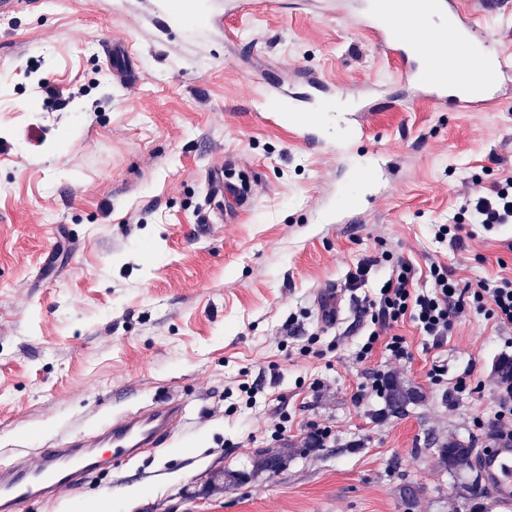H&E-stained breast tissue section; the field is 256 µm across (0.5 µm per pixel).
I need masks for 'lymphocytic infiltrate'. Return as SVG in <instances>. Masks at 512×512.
<instances>
[{
  "label": "lymphocytic infiltrate",
  "instance_id": "lymphocytic-infiltrate-1",
  "mask_svg": "<svg viewBox=\"0 0 512 512\" xmlns=\"http://www.w3.org/2000/svg\"><path fill=\"white\" fill-rule=\"evenodd\" d=\"M467 224L480 225L487 232L502 224H512V178L496 184L491 196L466 200L458 223L435 225L434 236L438 241L459 245L461 232ZM385 262L391 263L392 273L385 287L379 288L367 301L373 328L361 348V357L371 355L377 342L382 340L395 361L410 360L406 339L393 331L394 326L406 319L436 347L447 339L456 321L471 312L493 320L497 329L512 330V278L464 282L457 279L446 264L434 262L428 268L429 287L419 289L414 285L413 264L385 252L358 262L346 276V287L360 288L372 269Z\"/></svg>",
  "mask_w": 512,
  "mask_h": 512
}]
</instances>
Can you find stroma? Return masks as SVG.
Returning <instances> with one entry per match:
<instances>
[{"instance_id":"stroma-1","label":"stroma","mask_w":512,"mask_h":512,"mask_svg":"<svg viewBox=\"0 0 512 512\" xmlns=\"http://www.w3.org/2000/svg\"><path fill=\"white\" fill-rule=\"evenodd\" d=\"M340 2L284 0L192 34L154 0H45L0 16V449L158 398L188 408L172 448L37 512L94 500L106 512H505L469 498L473 472H450L438 450L489 447L495 364L512 338L472 314L436 349L407 320L396 332L410 361L381 343L358 359L372 328L362 299L392 267L354 292L344 282L385 251L413 263L418 288L433 261L465 281L512 277V224L466 226L460 250L431 232L512 178V98L487 112L413 101ZM116 43L132 83L111 75ZM301 69L356 108L378 87L363 128L328 115L311 144L298 115L264 113L273 93L319 105ZM218 168L250 183L247 211L220 218L207 185ZM366 169L368 193L342 208L341 188ZM376 371L419 393L406 415L382 417L384 399L364 393ZM462 378L477 390L454 392ZM244 381L259 387L254 406ZM317 426L330 438L306 447ZM263 452L282 455L280 471L258 468ZM220 469L243 478L211 484Z\"/></svg>"}]
</instances>
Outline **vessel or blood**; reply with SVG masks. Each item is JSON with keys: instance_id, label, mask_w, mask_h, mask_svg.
<instances>
[{"instance_id": "obj_1", "label": "vessel or blood", "mask_w": 512, "mask_h": 512, "mask_svg": "<svg viewBox=\"0 0 512 512\" xmlns=\"http://www.w3.org/2000/svg\"><path fill=\"white\" fill-rule=\"evenodd\" d=\"M233 13H272L279 0H226ZM357 22L379 52L396 65L398 83L414 100L452 103L460 112H485L512 96V55L493 48L488 0H384L375 8L361 0ZM463 52L449 65L436 49L438 36ZM211 184L234 208L247 204L240 184L216 172ZM187 410L168 399L148 409L119 413L95 429H64L32 450L0 457V512H26L33 500L47 501L60 490L82 492L104 460L120 465L142 453L169 447L186 421ZM487 485L503 500L512 499V447L492 448L484 458Z\"/></svg>"}]
</instances>
